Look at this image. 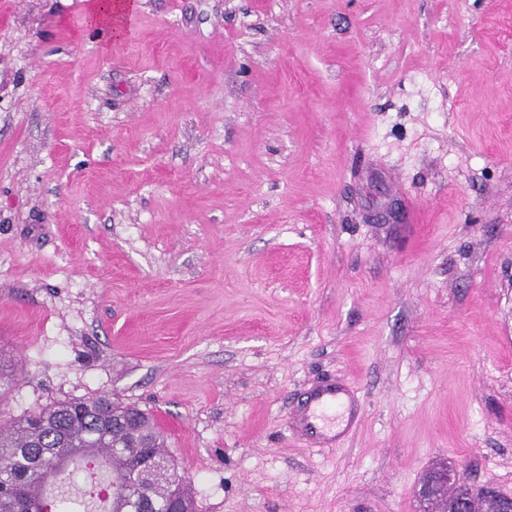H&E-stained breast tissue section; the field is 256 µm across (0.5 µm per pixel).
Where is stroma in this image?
<instances>
[{"mask_svg":"<svg viewBox=\"0 0 512 512\" xmlns=\"http://www.w3.org/2000/svg\"><path fill=\"white\" fill-rule=\"evenodd\" d=\"M136 3L0 0V416L137 403L196 512L512 495V0ZM135 8L132 0H90L86 26L105 47L124 37V21ZM358 404L353 391L343 382L330 379L311 388L293 406L287 427L290 436L311 447H328L336 441V412H348L349 421L357 418Z\"/></svg>","mask_w":512,"mask_h":512,"instance_id":"stroma-1","label":"stroma"}]
</instances>
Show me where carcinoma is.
Wrapping results in <instances>:
<instances>
[{"label":"carcinoma","mask_w":512,"mask_h":512,"mask_svg":"<svg viewBox=\"0 0 512 512\" xmlns=\"http://www.w3.org/2000/svg\"><path fill=\"white\" fill-rule=\"evenodd\" d=\"M98 462L112 487L103 512H165L175 499L183 512H195L192 481L165 450L150 413L110 396L0 418V512H75L68 487ZM468 491L480 512H495L494 498L459 479L442 482L423 512H450Z\"/></svg>","instance_id":"carcinoma-1"}]
</instances>
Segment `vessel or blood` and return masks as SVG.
Instances as JSON below:
<instances>
[{
  "label": "vessel or blood",
  "mask_w": 512,
  "mask_h": 512,
  "mask_svg": "<svg viewBox=\"0 0 512 512\" xmlns=\"http://www.w3.org/2000/svg\"><path fill=\"white\" fill-rule=\"evenodd\" d=\"M357 410L352 390L345 383L330 379L311 388L301 403L293 406L287 419L288 432L311 447H327L336 441L337 413L353 415Z\"/></svg>",
  "instance_id": "1"
}]
</instances>
